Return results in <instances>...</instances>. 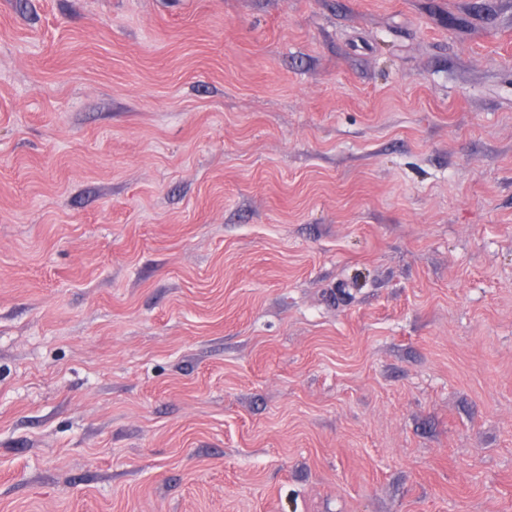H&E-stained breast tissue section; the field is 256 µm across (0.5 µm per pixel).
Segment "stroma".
I'll return each instance as SVG.
<instances>
[{
    "instance_id": "obj_1",
    "label": "stroma",
    "mask_w": 512,
    "mask_h": 512,
    "mask_svg": "<svg viewBox=\"0 0 512 512\" xmlns=\"http://www.w3.org/2000/svg\"><path fill=\"white\" fill-rule=\"evenodd\" d=\"M0 512H512V0H0Z\"/></svg>"
}]
</instances>
